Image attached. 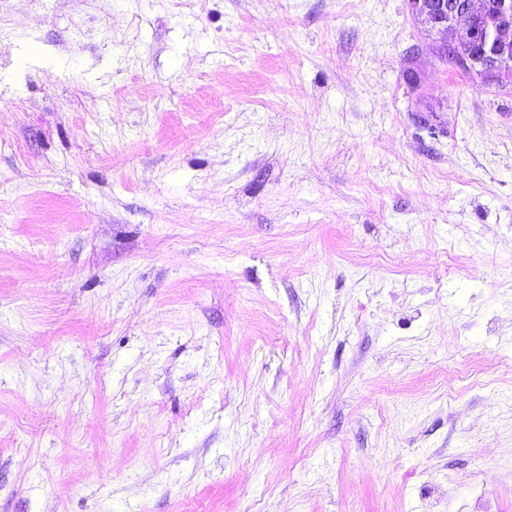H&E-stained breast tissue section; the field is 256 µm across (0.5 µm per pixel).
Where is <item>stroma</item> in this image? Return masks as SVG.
Returning a JSON list of instances; mask_svg holds the SVG:
<instances>
[{"label":"stroma","mask_w":512,"mask_h":512,"mask_svg":"<svg viewBox=\"0 0 512 512\" xmlns=\"http://www.w3.org/2000/svg\"><path fill=\"white\" fill-rule=\"evenodd\" d=\"M487 507L512 86L405 0H0V512Z\"/></svg>","instance_id":"35a3bbf8"}]
</instances>
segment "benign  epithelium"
Instances as JSON below:
<instances>
[{
	"label": "benign epithelium",
	"instance_id": "benign-epithelium-1",
	"mask_svg": "<svg viewBox=\"0 0 512 512\" xmlns=\"http://www.w3.org/2000/svg\"><path fill=\"white\" fill-rule=\"evenodd\" d=\"M426 35L440 36L437 54L453 59L484 83L509 84L512 0H406Z\"/></svg>",
	"mask_w": 512,
	"mask_h": 512
}]
</instances>
